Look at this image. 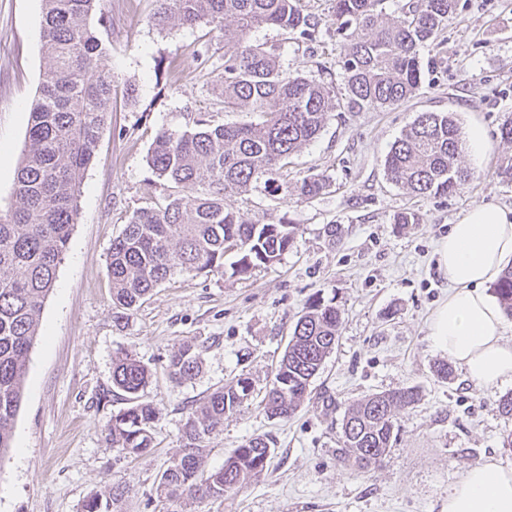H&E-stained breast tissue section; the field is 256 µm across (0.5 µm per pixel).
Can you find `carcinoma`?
Segmentation results:
<instances>
[{
    "mask_svg": "<svg viewBox=\"0 0 512 512\" xmlns=\"http://www.w3.org/2000/svg\"><path fill=\"white\" fill-rule=\"evenodd\" d=\"M155 25L204 24L224 37V69L217 78L226 112H245L244 123L217 124L199 114L182 133L159 131L147 163L165 193L149 198L112 241V300L130 311L157 286L178 275L221 272L241 279L281 259L296 241L299 225L278 220L256 224L224 205L228 195L277 193L288 188L310 199L326 188L320 175L288 186L292 157L313 142L330 113L360 112L409 100L422 82L420 50L435 42L455 0H407L392 22H380L384 0H332V24L346 94L281 69L277 56L251 42L260 29L313 39L316 24L302 0H158ZM99 0H43L42 48L50 64L29 107L25 146L17 164L14 207L0 210V458L12 448L14 421L23 398V378L38 335L44 301L67 251L79 212L81 179L92 163L109 112L112 73L102 69L105 47L89 26ZM463 134L447 114L420 112L386 154L390 179L417 196L453 194L471 173L460 164ZM237 260L224 266V254ZM512 317V264L493 285ZM341 312L316 295L296 320L291 339L264 397L274 418L295 414L336 347ZM201 350L185 343L167 364L171 378H194ZM151 371L125 356L115 359L112 396L124 406L112 412L107 445L124 457H144L153 448L157 411L145 389ZM240 379L191 409L182 454L157 479V498L171 505L219 499L263 471L274 452L268 435L249 438L206 471L202 442L224 428V417L250 394ZM419 400L414 387L382 391L358 401L344 415L337 460L364 470L380 462L396 437L395 412ZM124 487L94 494L83 512H122Z\"/></svg>",
    "mask_w": 512,
    "mask_h": 512,
    "instance_id": "cac0c4a2",
    "label": "carcinoma"
}]
</instances>
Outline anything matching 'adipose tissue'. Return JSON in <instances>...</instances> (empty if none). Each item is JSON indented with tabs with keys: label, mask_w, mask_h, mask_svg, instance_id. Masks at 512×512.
Instances as JSON below:
<instances>
[{
	"label": "adipose tissue",
	"mask_w": 512,
	"mask_h": 512,
	"mask_svg": "<svg viewBox=\"0 0 512 512\" xmlns=\"http://www.w3.org/2000/svg\"><path fill=\"white\" fill-rule=\"evenodd\" d=\"M437 256L448 297L429 324L433 347L477 386L512 384V344L504 339L501 310L486 292L512 260V209L473 206L440 241ZM442 512H512V467L492 457L471 466L449 491Z\"/></svg>",
	"instance_id": "ef3b65f1"
}]
</instances>
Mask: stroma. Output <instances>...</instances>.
<instances>
[{"mask_svg": "<svg viewBox=\"0 0 512 512\" xmlns=\"http://www.w3.org/2000/svg\"><path fill=\"white\" fill-rule=\"evenodd\" d=\"M317 23L315 41L262 29L254 43L274 50L288 73L343 94V69L329 0H303ZM157 0H100L90 25L109 48L112 112L81 182L79 214L52 291L44 301L38 340L23 381L12 447L0 458V512H82L85 500L121 484L124 512H167L155 480L179 455L192 406L225 385L248 379L254 391L222 432L204 442L203 466L220 468L246 439L275 440L266 469L221 499L190 500L178 512H441L448 491L471 466L497 457L512 420L495 401L505 387L481 388L462 370L447 380L445 361L428 323L448 295L435 250L474 205L512 208V184L496 164L512 155L499 135L512 117V0H456L440 46L423 48L424 80L405 103L363 112H334L318 138L295 156L289 182L320 174L326 188L303 200L295 192L226 197L227 207L265 224H299L294 247L269 266L235 279L217 272L178 276L117 317L112 304V241L143 207L155 179L146 156L160 130L180 133L198 113L218 123L245 121L220 108L216 76L224 39L199 25L159 30ZM42 0H0V210L14 202L17 159L28 106L49 59L42 50ZM175 73H168V65ZM444 112L461 130L481 127L486 151L462 150L471 179L457 193L420 198L391 182L390 145L418 113ZM414 211L402 226L395 216ZM342 229L338 242L327 225ZM334 301L342 325L334 351L290 418L268 417L260 404L292 327L315 294ZM201 349L199 373L170 378V354L184 343ZM130 355L152 372L146 390L157 408L154 448L140 458L118 456L105 428L119 409L101 396L112 386V362ZM417 388L420 400L399 411L397 436L382 463L368 471L336 459L347 408L365 395Z\"/></svg>", "mask_w": 512, "mask_h": 512, "instance_id": "35a3bbf8", "label": "stroma"}]
</instances>
